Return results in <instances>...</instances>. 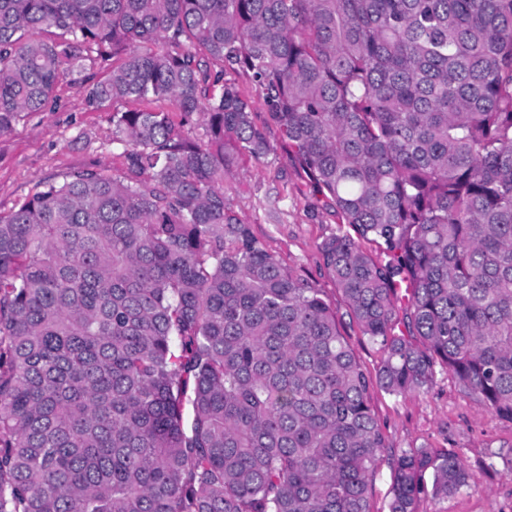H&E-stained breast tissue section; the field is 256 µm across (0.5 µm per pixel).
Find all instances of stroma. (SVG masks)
Here are the masks:
<instances>
[{
  "instance_id": "1",
  "label": "stroma",
  "mask_w": 512,
  "mask_h": 512,
  "mask_svg": "<svg viewBox=\"0 0 512 512\" xmlns=\"http://www.w3.org/2000/svg\"><path fill=\"white\" fill-rule=\"evenodd\" d=\"M109 75L105 67L66 75L46 111L0 135V214L72 169L92 164L121 169L122 149L110 142L112 104L87 102L88 89ZM234 82L250 100L253 121L273 150L258 160L244 156L237 161L226 177L228 204L285 268L313 281L333 307L344 310V300L323 266L320 246L347 227L318 202L308 174L254 85L239 76ZM371 405L388 439L373 477V512H384L394 460L412 448L454 453L471 476L468 486L453 494L423 497L419 512H512V421L479 405L447 371L437 370L433 384L420 392L392 396L374 390Z\"/></svg>"
}]
</instances>
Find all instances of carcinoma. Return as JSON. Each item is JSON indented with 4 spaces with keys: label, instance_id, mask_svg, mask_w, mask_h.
<instances>
[{
    "label": "carcinoma",
    "instance_id": "1",
    "mask_svg": "<svg viewBox=\"0 0 512 512\" xmlns=\"http://www.w3.org/2000/svg\"><path fill=\"white\" fill-rule=\"evenodd\" d=\"M109 65L123 168L0 215V512H372L371 392L438 366L512 421V0H0V134ZM230 73L354 231L320 253L373 377L226 203L272 152ZM469 479L404 451L388 512Z\"/></svg>",
    "mask_w": 512,
    "mask_h": 512
}]
</instances>
